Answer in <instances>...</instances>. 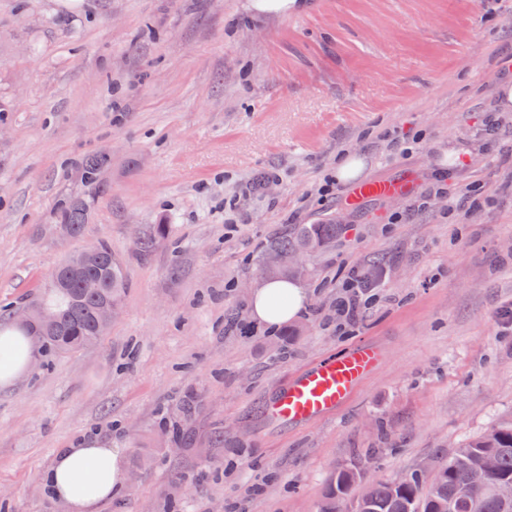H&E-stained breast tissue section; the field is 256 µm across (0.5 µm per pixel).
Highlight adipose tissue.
Segmentation results:
<instances>
[{
	"label": "adipose tissue",
	"instance_id": "obj_1",
	"mask_svg": "<svg viewBox=\"0 0 512 512\" xmlns=\"http://www.w3.org/2000/svg\"><path fill=\"white\" fill-rule=\"evenodd\" d=\"M306 293L296 281L268 279L251 297L253 319L269 329L297 319ZM36 353L31 329L20 323L0 327V389L13 387L26 375ZM53 498L68 512H100L102 503L121 497L127 481L126 451L108 439L86 433L54 455L47 474Z\"/></svg>",
	"mask_w": 512,
	"mask_h": 512
}]
</instances>
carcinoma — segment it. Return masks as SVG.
I'll return each instance as SVG.
<instances>
[{
	"instance_id": "cac0c4a2",
	"label": "carcinoma",
	"mask_w": 512,
	"mask_h": 512,
	"mask_svg": "<svg viewBox=\"0 0 512 512\" xmlns=\"http://www.w3.org/2000/svg\"><path fill=\"white\" fill-rule=\"evenodd\" d=\"M105 159L92 156L83 164L82 179L99 184ZM88 205L81 199L62 204L57 211L61 232L75 237L82 233ZM344 230L342 224H293L288 234L264 246L257 270L264 275L300 273L288 266L269 267V258L294 252L326 251ZM168 235V225L154 224L149 235L139 239L149 250ZM85 263L75 268L66 260L55 272L48 293L31 309H49L53 323L37 330L44 349L66 354L96 342L106 328L97 322L99 307L119 305L126 285L122 262L105 242L84 251ZM92 280L96 287H86ZM434 477L425 467L392 482L367 480L356 467L336 470L320 502L318 512H512V500L501 499L496 486L512 481V417L502 419L479 437L462 444L448 458L432 463Z\"/></svg>"
}]
</instances>
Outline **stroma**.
<instances>
[{"label":"stroma","mask_w":512,"mask_h":512,"mask_svg":"<svg viewBox=\"0 0 512 512\" xmlns=\"http://www.w3.org/2000/svg\"><path fill=\"white\" fill-rule=\"evenodd\" d=\"M244 3L0 0V322L98 242L127 273L107 335L38 351L0 390V512H66L44 475L89 431L128 455L101 512H317L338 468L396 481L512 416V109L497 97L512 0H310L267 18ZM400 129L418 137L406 154L376 138ZM347 151L403 191L323 193ZM100 154L91 194L81 165ZM442 175L460 208L418 210ZM72 198L88 203L76 237L55 220ZM331 220L347 230L304 258L305 314L253 324L261 245ZM374 262L382 298L338 335V287ZM363 342L383 361L335 413L265 416L288 377Z\"/></svg>","instance_id":"1"}]
</instances>
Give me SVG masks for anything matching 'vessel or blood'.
<instances>
[{
	"label": "vessel or blood",
	"instance_id": "b4317fda",
	"mask_svg": "<svg viewBox=\"0 0 512 512\" xmlns=\"http://www.w3.org/2000/svg\"><path fill=\"white\" fill-rule=\"evenodd\" d=\"M381 362V351L368 343L319 360L286 381L267 415L276 422H308L334 413Z\"/></svg>",
	"mask_w": 512,
	"mask_h": 512
}]
</instances>
